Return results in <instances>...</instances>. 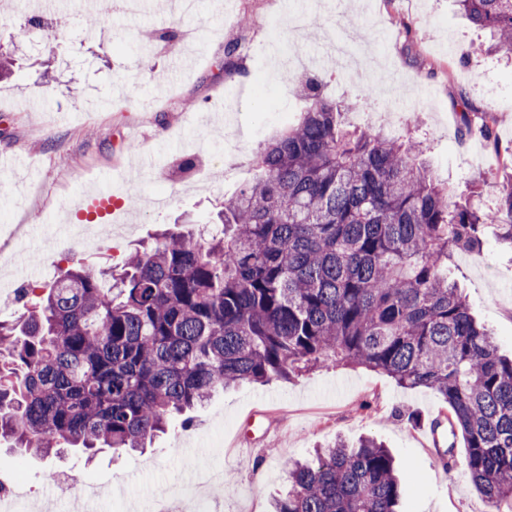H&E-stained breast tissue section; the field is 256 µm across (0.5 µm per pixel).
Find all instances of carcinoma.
I'll return each instance as SVG.
<instances>
[{
  "instance_id": "carcinoma-1",
  "label": "carcinoma",
  "mask_w": 512,
  "mask_h": 512,
  "mask_svg": "<svg viewBox=\"0 0 512 512\" xmlns=\"http://www.w3.org/2000/svg\"><path fill=\"white\" fill-rule=\"evenodd\" d=\"M488 32L476 55L512 59V0H456ZM298 122L260 145L259 174L183 234L167 227L123 271L71 262L0 321V442L43 458L145 447L219 389L361 366L436 391L489 512L512 508V357L499 353L450 276L483 252L481 225L512 245V156L487 209L440 182L423 141L348 126L350 102L311 77ZM494 112L461 134L498 142ZM408 486L375 437L288 468L273 512H398Z\"/></svg>"
}]
</instances>
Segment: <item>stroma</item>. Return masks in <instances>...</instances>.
I'll return each mask as SVG.
<instances>
[{"label": "stroma", "mask_w": 512, "mask_h": 512, "mask_svg": "<svg viewBox=\"0 0 512 512\" xmlns=\"http://www.w3.org/2000/svg\"><path fill=\"white\" fill-rule=\"evenodd\" d=\"M166 0H144L139 15H101L87 27L74 0H56L66 17L55 43L27 34L29 0H0V44L19 48L13 76L0 83V249L27 262L0 269V320L23 311L20 280L44 284L60 277L53 260L59 226L74 220L73 202L111 187L136 209L113 251L76 244L73 255L92 267L121 263L153 242L163 224L185 212L199 221L256 172L261 143L295 123L301 104L288 76H319L334 100L382 76L376 99L350 112L355 127L414 130L441 181L463 190L484 184L492 206L499 157L479 136L460 137L463 110L500 116L493 135L512 149V66L471 54L483 34L460 16L455 0H196L174 15ZM252 23L241 27V15ZM174 28L166 44L157 32ZM238 47L246 75L224 70V48ZM321 67L292 64L295 54ZM283 81H274L275 73ZM138 152H130L129 143ZM193 159L185 174L178 167ZM168 196L166 209L152 207ZM483 253H457L452 271L473 313L500 352L512 354V249L486 228ZM446 408L426 388H403L391 378L351 366H323L291 380L245 383L217 393L189 427L173 426L144 453L104 452L89 465L69 458L17 457L0 447V466L17 463L28 477L29 506L52 498L55 473L85 467L116 493L102 512H133L192 475L176 464L185 448L202 444L199 469L232 479L211 485V512H270V498L288 484V464L342 437L374 436L388 446L409 488L401 512H487L466 467L461 436L442 426L441 448L453 470L427 447L430 419ZM439 447V448H440Z\"/></svg>", "instance_id": "1"}]
</instances>
